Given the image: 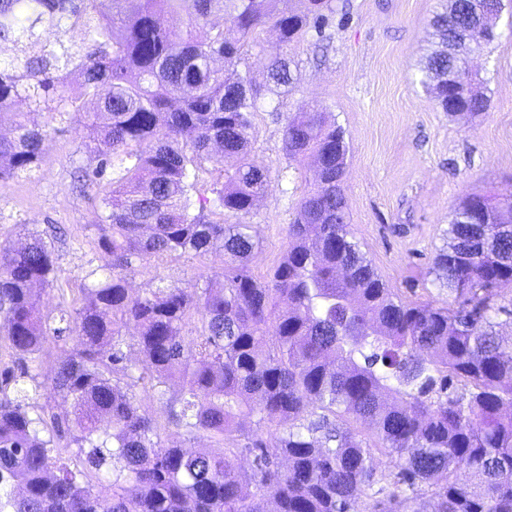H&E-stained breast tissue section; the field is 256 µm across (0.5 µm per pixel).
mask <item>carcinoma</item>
I'll return each mask as SVG.
<instances>
[{
  "instance_id": "obj_1",
  "label": "carcinoma",
  "mask_w": 512,
  "mask_h": 512,
  "mask_svg": "<svg viewBox=\"0 0 512 512\" xmlns=\"http://www.w3.org/2000/svg\"><path fill=\"white\" fill-rule=\"evenodd\" d=\"M0 0V42L39 44L46 20L73 18L83 51L41 49L21 71L0 69V108L44 104L59 116L96 104L88 147L105 214L101 277L57 312L34 287L55 280L52 247L20 225L0 241V512H512V318L498 289L512 283V193L466 198L433 273L450 302L396 295L346 224L344 130L323 112L287 120L290 162L312 158L314 188L286 228L266 281L248 271L259 242L240 221L264 193L250 157L260 89L241 74L245 47L267 29L282 45L312 29L326 39L332 0ZM503 0H446L430 20L437 48L419 83L444 112L481 115L485 82L470 68L499 34ZM220 14L224 21L211 17ZM187 18L183 30L167 24ZM224 60V69L213 61ZM79 73L68 88L69 66ZM295 84L274 57L266 85ZM45 132L0 134V180L35 167ZM230 167L213 197L193 196L198 172ZM224 254V273L134 293L127 275L172 255ZM134 328L142 359L123 352ZM54 342L57 414L32 403L25 380ZM153 393L166 424L216 448L163 440L135 389ZM273 436L268 444L264 434ZM254 455L251 474L237 465ZM394 471L377 475L376 457ZM468 479H459L460 469Z\"/></svg>"
}]
</instances>
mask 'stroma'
Listing matches in <instances>:
<instances>
[{"instance_id":"stroma-1","label":"stroma","mask_w":512,"mask_h":512,"mask_svg":"<svg viewBox=\"0 0 512 512\" xmlns=\"http://www.w3.org/2000/svg\"><path fill=\"white\" fill-rule=\"evenodd\" d=\"M329 42L310 32L282 48L268 31L244 60L262 77L269 59L293 60L291 91L267 94L254 116L252 158L269 180L246 221L260 248L250 272L264 278L286 246L312 168L289 166L283 151L286 119L324 112L349 144L345 177L348 222L362 251L389 288L411 302L448 300L431 271L435 252L467 195L512 190V0H504L500 38L472 65L485 79V114L455 116L437 108L415 79V66L436 38L428 25L441 0H335ZM29 124L46 128L38 167L0 181V241L15 240L17 225L54 245L57 282L41 292L44 311L58 307L64 288L90 281L99 261L91 241L103 213L94 188H76L75 171L93 173L97 157L84 145L94 110L61 117L17 103ZM224 270L222 254L182 256L151 263L129 276L138 292L161 282L184 284Z\"/></svg>"}]
</instances>
